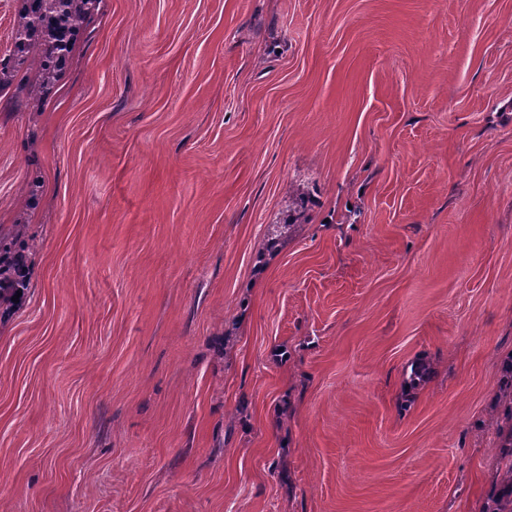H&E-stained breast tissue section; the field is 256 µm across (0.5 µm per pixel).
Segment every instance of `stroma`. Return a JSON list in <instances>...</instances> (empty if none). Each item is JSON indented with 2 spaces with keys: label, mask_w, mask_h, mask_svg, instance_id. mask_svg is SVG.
Wrapping results in <instances>:
<instances>
[{
  "label": "stroma",
  "mask_w": 512,
  "mask_h": 512,
  "mask_svg": "<svg viewBox=\"0 0 512 512\" xmlns=\"http://www.w3.org/2000/svg\"><path fill=\"white\" fill-rule=\"evenodd\" d=\"M0 512H483L512 0H101L0 92ZM25 224L0 225V305L9 302L14 294L11 289L2 288L4 273L8 270L9 262L16 256H24L25 251H33L34 238L26 232Z\"/></svg>",
  "instance_id": "obj_1"
}]
</instances>
